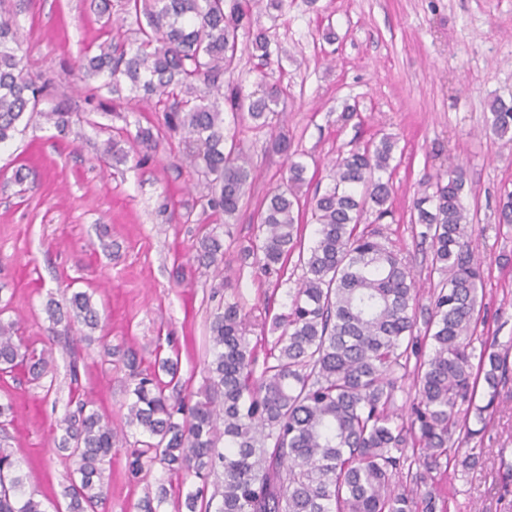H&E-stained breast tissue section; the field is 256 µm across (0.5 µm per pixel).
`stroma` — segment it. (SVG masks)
<instances>
[{
  "instance_id": "obj_1",
  "label": "stroma",
  "mask_w": 512,
  "mask_h": 512,
  "mask_svg": "<svg viewBox=\"0 0 512 512\" xmlns=\"http://www.w3.org/2000/svg\"><path fill=\"white\" fill-rule=\"evenodd\" d=\"M100 0H0L23 34L30 75L47 84L39 115L0 145V322L15 323L34 347L51 350L54 369L33 380L24 371L0 375V402L13 419L0 430L22 472L26 492L47 510L65 508L61 491L75 465L55 448L57 423L74 391L88 394L114 429L126 426L128 369L121 350L133 348L151 370L158 346L173 343L183 392L204 391L210 326L217 312L241 299L255 314L250 333L258 350L272 339L265 311L285 312L288 292L302 270L289 264L288 280L258 279L240 258L258 234L256 210L282 181L286 167L268 148L265 133L249 126L238 139L257 168L235 223L202 212L179 136L162 126L152 104L113 110L70 68L107 40L113 19ZM281 69H262L243 53L235 73L244 91L260 81L288 84L284 131L307 164L306 196L325 190L339 154L370 138L398 142L392 175V212L380 221L394 249L422 288H429L430 246L413 235L410 208L423 183L460 169L476 218L472 246L485 262L487 321L479 341L512 343V225L499 210L512 191V141L486 128L494 99L512 103V0H287L279 21ZM64 102L72 114L66 133L42 118ZM356 109L346 122L344 106ZM151 129L152 150L126 142L127 132ZM123 141L127 163L105 155L108 140ZM224 242V260L208 275L197 271L206 232ZM88 291L100 313L91 333L51 336L48 299ZM113 356H105V348ZM491 421L473 440L480 463L460 475H441L449 512H512V477L499 468L501 449L512 451V379L501 387ZM130 445L113 450L104 471L106 499L99 512H137V503L165 485V512L199 481L154 466L129 469Z\"/></svg>"
}]
</instances>
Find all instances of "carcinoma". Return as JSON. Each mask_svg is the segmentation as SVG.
<instances>
[{"label": "carcinoma", "instance_id": "1", "mask_svg": "<svg viewBox=\"0 0 512 512\" xmlns=\"http://www.w3.org/2000/svg\"><path fill=\"white\" fill-rule=\"evenodd\" d=\"M135 17L134 38L119 32L86 55L78 71L100 80L98 89L123 99L124 86L154 101L163 127L185 144V159L197 175L203 211L230 223L240 210L255 170L226 122H250L269 131L280 122L288 95L279 82L246 93L233 80L242 54L240 31L258 65L279 62L275 26L253 28L254 10L282 12L284 0H101ZM21 36L11 16L0 14V144L13 139L28 112L37 111L44 88L28 75ZM489 130L512 131V105H489ZM59 132L71 112L59 102L40 112ZM396 141L384 136L342 155L332 185L311 198L318 224L304 248L301 189L306 166L283 135L271 149L288 162V177L257 211L259 234L240 248L243 263L281 282L298 254L302 275L290 289L287 311L273 317L278 332L263 360L247 336L250 311L224 303L211 326V393L198 398L166 393L157 375L138 370L137 354L124 352L134 387L127 425L138 430L132 467L154 464L170 473H192L202 486L186 493L187 512H446L432 488L434 473L453 463V474L478 461L460 453L487 425L506 381L509 349L472 346L483 320V261L470 248L472 218L464 180L456 170L439 177L434 190L413 200L410 221L430 243V273L440 276L417 328L416 285L406 265L386 243L382 229L363 223L367 210L382 219L392 213L391 166ZM198 262L206 269L223 256L214 233L200 239ZM52 326L99 325V311L86 291L66 298V311L47 304ZM52 353L38 351L0 323V373L24 369L33 379L53 368ZM413 376L408 413L397 406L402 380ZM487 402L475 404L478 390ZM58 424L57 450L76 462L63 496L66 512H97L105 499L104 465L112 448L128 441L112 429L88 397ZM477 427H471V424ZM224 476L221 503L204 501L205 484ZM13 453L0 448V512H47L26 494ZM161 487L137 504L138 512H162Z\"/></svg>", "mask_w": 512, "mask_h": 512}]
</instances>
